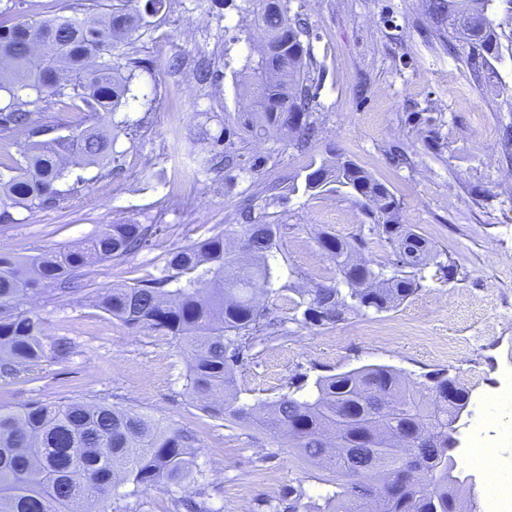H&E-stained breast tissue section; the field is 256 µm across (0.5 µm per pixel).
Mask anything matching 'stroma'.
Wrapping results in <instances>:
<instances>
[{"mask_svg": "<svg viewBox=\"0 0 512 512\" xmlns=\"http://www.w3.org/2000/svg\"><path fill=\"white\" fill-rule=\"evenodd\" d=\"M427 3L290 0L291 13L312 29L318 134L303 152L282 135L253 142L257 154L279 150V165L231 179L205 160L225 113L247 107L224 65L242 67L250 18L225 0H173L133 45L150 62L140 77L149 103L127 112L134 133L118 134L105 164L80 169L78 191L64 202L16 209L11 221L0 222V248L17 257L74 245L103 225L128 221L151 226L149 245L80 269L76 293L24 301L47 335L72 338L74 349L0 372V406L103 400L189 431L214 512H266L288 485L318 494L319 467L289 448L285 436L195 407L185 391L189 358L176 340L127 328L89 299L158 276L167 254L189 241L221 233L236 243V214L247 198L267 205L279 226L269 260L273 288L334 283L336 265L317 238H353L365 215L338 194L278 203L274 189L309 160L339 154L386 183L401 201L403 223L457 274L444 281L428 265L422 288L398 308L347 311L325 326L294 322L289 298L270 296L265 322L272 337L236 372L240 402L264 405L291 384L364 365H386L416 381L447 371L469 391L473 412L512 390V145L502 139L512 126V20L498 13L502 59L492 71H476L465 62L466 47L449 46L437 31ZM204 60L217 73L207 85L195 77Z\"/></svg>", "mask_w": 512, "mask_h": 512, "instance_id": "1", "label": "stroma"}]
</instances>
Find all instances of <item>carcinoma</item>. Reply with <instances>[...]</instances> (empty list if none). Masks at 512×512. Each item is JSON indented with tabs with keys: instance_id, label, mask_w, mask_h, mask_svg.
Returning <instances> with one entry per match:
<instances>
[{
	"instance_id": "obj_1",
	"label": "carcinoma",
	"mask_w": 512,
	"mask_h": 512,
	"mask_svg": "<svg viewBox=\"0 0 512 512\" xmlns=\"http://www.w3.org/2000/svg\"><path fill=\"white\" fill-rule=\"evenodd\" d=\"M92 19L59 15L44 20H0V132L16 138L19 157L0 162V221L9 209L57 205L74 190L65 185L69 168L110 157L116 134L91 125L67 139L35 141L33 109L57 107L114 115L147 96L134 81L148 69L145 58L124 44L154 27L151 18L166 0H92ZM253 0L237 6L250 16L242 69L248 82L236 81L237 94L251 102L239 121L224 122L212 137L211 159L251 177L274 168L271 151L248 155L246 145L273 133L300 149L308 147L318 125V85L312 77L311 32L299 16H289L288 0ZM471 0H429L428 11L448 37L468 42L467 63L491 67L501 60L500 34L493 21L469 22ZM288 194L311 197L342 193L373 219L369 234L391 248L392 266L357 257L363 236L352 241L331 233L318 238L342 277L292 299L304 323H334L344 311H388L421 288L422 271L432 257L428 239L401 222V205L382 181L357 163L310 160L290 178ZM243 249L229 253L224 236L196 239L175 251L161 276L144 284L103 289L95 306L130 329H145L175 339L190 357L188 396L213 418L229 415L280 432L297 452L316 463L323 485L316 497L288 487L270 512H474L465 506L468 489L451 485L456 467L448 450L454 415L469 392L436 372L417 382L389 366L364 365L315 380L313 389L294 385L265 413L238 403L235 373L263 332L261 298L274 293L268 258L277 247L278 225L240 211ZM148 227L107 224L78 246H64L20 260L0 253V369L16 372L73 349L66 336L47 338L40 318L20 310V301L49 286L73 293L74 273L97 261L135 254L148 246ZM347 289L340 288V284ZM195 437L161 424L151 415L106 402L40 401L0 407V512H74L90 501L100 512H140L139 493L159 484H194V498L171 499L172 510L188 504L192 512H214L203 471L195 463ZM389 473L403 475L400 487L383 485ZM122 486L130 487L118 494ZM121 496L123 504L112 506Z\"/></svg>"
}]
</instances>
